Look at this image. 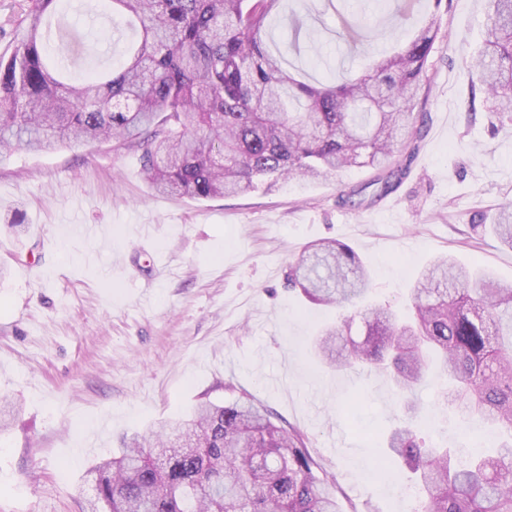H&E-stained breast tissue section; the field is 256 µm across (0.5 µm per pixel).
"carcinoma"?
<instances>
[{
    "label": "carcinoma",
    "mask_w": 512,
    "mask_h": 512,
    "mask_svg": "<svg viewBox=\"0 0 512 512\" xmlns=\"http://www.w3.org/2000/svg\"><path fill=\"white\" fill-rule=\"evenodd\" d=\"M141 29L125 65L79 82L46 61L45 17L61 0H31L21 37L0 54V163L15 151L110 143L141 152L157 192L194 198L246 193L289 179L328 178L352 167L381 170L383 191L409 174L396 153L415 155L414 111L429 82L442 0L414 36L390 51L359 41L361 74L309 84L265 42L283 0H105ZM471 95L512 119V0H487L483 47L465 63ZM408 138H403V135ZM491 235L512 248V203L492 215ZM288 286L311 303L347 311L319 332L318 353L336 369L371 366L406 396L432 363L453 384L441 393L493 435L512 434V283L449 258L432 263L412 291L411 320L367 300L371 273L339 241L302 247ZM365 337H351L355 320ZM186 448L161 430L124 436L118 456L96 462L89 512H339L336 478L300 435L279 426L245 392L201 403L180 419ZM418 481L414 512H512V440L463 462L428 447L403 420L387 438Z\"/></svg>",
    "instance_id": "1"
}]
</instances>
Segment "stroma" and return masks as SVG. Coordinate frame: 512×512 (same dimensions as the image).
I'll use <instances>...</instances> for the list:
<instances>
[{
    "instance_id": "obj_1",
    "label": "stroma",
    "mask_w": 512,
    "mask_h": 512,
    "mask_svg": "<svg viewBox=\"0 0 512 512\" xmlns=\"http://www.w3.org/2000/svg\"><path fill=\"white\" fill-rule=\"evenodd\" d=\"M267 29L271 52L310 83L360 71L349 33L420 26L432 0H285ZM486 0H450L428 59L432 84L409 177L381 192L374 169L290 181L204 200L151 190L140 154L111 145L15 153L0 165V512H85L84 472L123 435L175 424L202 401L250 393L306 438L336 475L340 512H410L396 483L367 477L383 433L404 417L377 371L336 372L312 357L314 336L339 313L289 289L308 243L348 244L370 270L372 300L406 313L425 267L448 255L512 281V249L473 224L512 202V123L471 110L463 72L484 39ZM303 26L288 28V10ZM49 49L71 79L120 68L139 31L102 0H64ZM363 189L362 205L341 193ZM168 276L151 283L152 267ZM426 444L466 459L477 421L444 405L436 375L416 393Z\"/></svg>"
}]
</instances>
